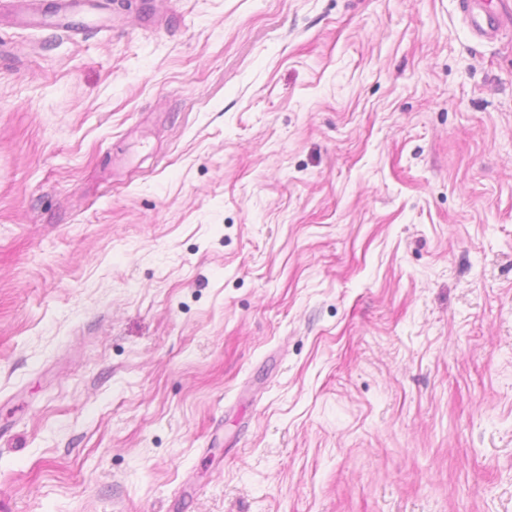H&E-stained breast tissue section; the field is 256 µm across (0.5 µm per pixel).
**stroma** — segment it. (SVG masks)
Wrapping results in <instances>:
<instances>
[{
  "label": "stroma",
  "instance_id": "obj_1",
  "mask_svg": "<svg viewBox=\"0 0 512 512\" xmlns=\"http://www.w3.org/2000/svg\"><path fill=\"white\" fill-rule=\"evenodd\" d=\"M0 16V512H512V21Z\"/></svg>",
  "mask_w": 512,
  "mask_h": 512
}]
</instances>
